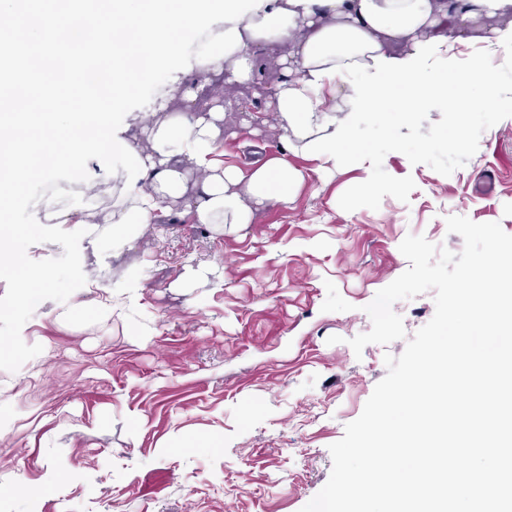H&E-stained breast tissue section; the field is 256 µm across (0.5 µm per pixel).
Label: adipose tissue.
I'll return each mask as SVG.
<instances>
[{"mask_svg":"<svg viewBox=\"0 0 512 512\" xmlns=\"http://www.w3.org/2000/svg\"><path fill=\"white\" fill-rule=\"evenodd\" d=\"M473 10L456 17L453 38L464 39L480 19L512 11V0H472ZM448 10L443 0H265L260 9L234 23L212 25L210 40L219 54L193 57L194 70L224 72L229 84L252 82L254 50L288 45V80L273 87L267 102L290 149L314 161L326 177L337 164L362 155L360 139L369 125H385L393 110L409 111L413 98L427 103L456 91L491 124L512 113L493 58L512 56V24L492 29L485 54L466 65L448 61V40L435 30ZM480 83L471 96L472 83ZM212 81L185 90L184 107L139 125L121 137L136 148L151 192L130 191L113 202L108 215L112 248L131 241L133 228L153 223L177 203L194 223L246 225L259 209L289 206L309 173L280 157L245 164L224 159V108ZM208 108H198V99ZM147 148H140L139 139Z\"/></svg>","mask_w":512,"mask_h":512,"instance_id":"1","label":"adipose tissue"}]
</instances>
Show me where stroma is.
<instances>
[{"label":"stroma","instance_id":"obj_1","mask_svg":"<svg viewBox=\"0 0 512 512\" xmlns=\"http://www.w3.org/2000/svg\"><path fill=\"white\" fill-rule=\"evenodd\" d=\"M246 86L226 84L224 151L245 146ZM469 141L450 145L453 131ZM367 158L312 174L294 207L235 229L181 221L138 229L123 250L110 198L80 242L85 285L41 302L21 331L42 352L0 370V512H300L326 484L329 447L361 414L405 339L367 345L364 308L409 266L410 234L458 253L446 219L512 234V122L465 104L364 136ZM204 263L219 275L174 282ZM340 343H330V336ZM65 483L46 487L48 474Z\"/></svg>","mask_w":512,"mask_h":512}]
</instances>
